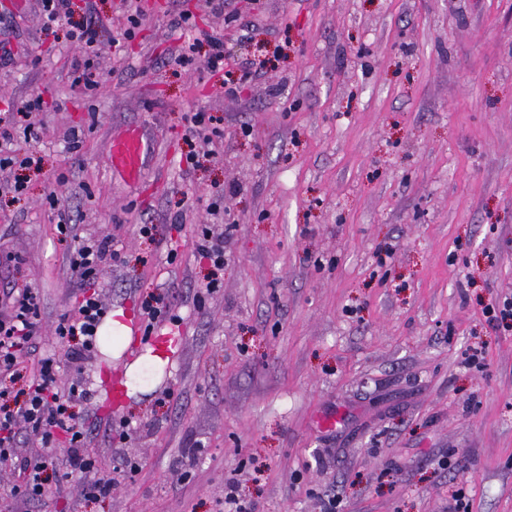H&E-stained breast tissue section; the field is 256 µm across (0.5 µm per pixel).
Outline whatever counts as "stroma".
<instances>
[{
  "label": "stroma",
  "mask_w": 512,
  "mask_h": 512,
  "mask_svg": "<svg viewBox=\"0 0 512 512\" xmlns=\"http://www.w3.org/2000/svg\"><path fill=\"white\" fill-rule=\"evenodd\" d=\"M137 4L128 38L123 0H73L99 21L88 54L69 21L44 32L37 0H0V112L44 100L38 139L14 145L42 174L0 197V289L38 288L37 341L66 359L54 327L78 275L63 213L79 236L123 245L99 278L109 313L163 296L155 336L180 342L163 356L132 336L114 358L102 337L82 366L93 398L77 420L111 496L83 497L76 475L20 511L0 498V512H224L230 478L255 512H321L335 495L339 512H448L460 489L471 512H512V326L487 313L512 300V0ZM182 13L223 37L244 75L234 89L174 64ZM87 58L93 91L72 82ZM188 112L222 119L215 154L191 165ZM130 127L151 145L135 181L111 165ZM205 228L224 237V280L200 308ZM127 420L139 428L119 437ZM126 458L140 464L130 479Z\"/></svg>",
  "instance_id": "stroma-1"
}]
</instances>
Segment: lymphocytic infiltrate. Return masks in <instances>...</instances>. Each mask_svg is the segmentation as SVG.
Returning <instances> with one entry per match:
<instances>
[{
	"label": "lymphocytic infiltrate",
	"mask_w": 512,
	"mask_h": 512,
	"mask_svg": "<svg viewBox=\"0 0 512 512\" xmlns=\"http://www.w3.org/2000/svg\"><path fill=\"white\" fill-rule=\"evenodd\" d=\"M43 104L35 97L12 104L0 113V167L21 169L13 185L15 196L26 188V173H41V160L32 155L18 157L11 145L17 136L30 139L37 133L28 121ZM70 263L79 274L81 298L73 310L63 314L55 328L59 339L71 342L66 359L54 354H40L33 362H25L24 350L32 342L40 317L41 298L38 289L29 285L9 289L12 306L0 313V470L11 471L14 482L4 494L18 505L39 501L49 493L60 491L73 475L90 476L83 486L87 497L111 495L114 481L98 478L97 460L86 446V435L77 421L76 403L88 401L91 389L83 382H65L67 373L79 371L96 348L99 326L106 306L95 286L105 262L119 259L117 240L105 237L85 242L72 240ZM39 439L44 452L30 458L21 455V435ZM67 446L63 457L53 449L58 439Z\"/></svg>",
	"instance_id": "f902f5d3"
}]
</instances>
